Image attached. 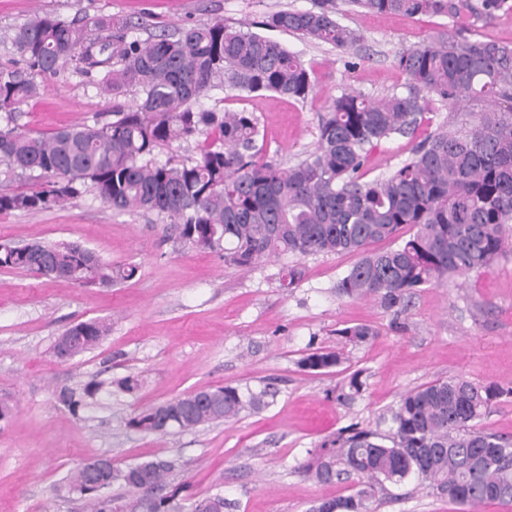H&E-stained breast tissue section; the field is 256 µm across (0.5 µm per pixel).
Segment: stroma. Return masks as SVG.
<instances>
[{"mask_svg":"<svg viewBox=\"0 0 512 512\" xmlns=\"http://www.w3.org/2000/svg\"><path fill=\"white\" fill-rule=\"evenodd\" d=\"M336 4L338 21L362 36L350 50L279 37L314 73L306 101L268 95L221 102L255 113L270 157L286 166L313 149L319 120L336 97L351 89L375 99L402 92L395 54L451 27L444 16H379L358 12L348 0ZM312 6L313 0H0V66L15 58V28L46 12L121 15L139 24L144 38L159 25L175 30L221 20L236 27L273 10ZM39 83L40 95L20 107L21 124L34 132L89 124L137 98L132 90L117 97L99 92L71 65ZM483 109L464 102L426 113L415 135L395 137L374 152L370 177L408 158L437 126H454L465 111ZM32 241L77 242L105 261L137 263L140 271L122 285L84 286L0 269V401L13 409L0 421V512H74L64 487L78 466L100 455L120 466L168 459L174 464L169 487L187 482L200 496L223 493L224 512H309L318 500L356 489L351 481L323 485L304 478L297 467L309 449L349 424L375 425L407 390L462 375L501 389L482 424L512 435V224L493 266L421 289L402 313L374 298L337 294L355 254L300 259L304 276L286 291L275 278L277 263L251 271L225 264L218 253L185 245L155 215L113 212L91 187L45 212L0 214V243ZM94 318L110 321V334L58 361L50 351L55 338ZM360 322L374 326L377 336L342 345L338 329ZM317 348L343 350L347 367L363 370L364 390L352 405L327 396L339 374L299 368ZM128 376L138 378L139 389H115ZM271 381L279 388L275 403L237 420L165 437L126 425L143 408L194 390H258ZM91 382L102 389L79 414L57 402L56 391ZM372 510L461 512L413 483L376 496Z\"/></svg>","mask_w":512,"mask_h":512,"instance_id":"1","label":"stroma"}]
</instances>
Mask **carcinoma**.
I'll list each match as a JSON object with an SVG mask.
<instances>
[{
    "mask_svg": "<svg viewBox=\"0 0 512 512\" xmlns=\"http://www.w3.org/2000/svg\"><path fill=\"white\" fill-rule=\"evenodd\" d=\"M376 15L409 18L446 16L452 33L410 45L393 60L405 77L404 91L376 100L348 91L336 98L319 125L314 149L283 166L265 159L264 133L252 112L204 108L213 91L238 95L273 93L304 101L314 90L312 71L281 42L216 20L166 30L143 39L127 19L100 16L91 23L55 14L37 15L18 26L13 45L21 67L0 70V177L39 183L30 192L0 193V213L50 210L91 184L119 213L151 212L169 221L183 243L222 254L224 262L251 269L288 255L355 253L357 262L336 284L347 297H375L397 312L421 288L489 268L505 246L512 222V44L468 37L475 21L512 11V0H349ZM335 0H315L308 10H277L258 22L277 31L346 51L360 35L336 19ZM73 63L91 84L117 95L133 88L135 104L96 116L94 123L34 134L18 123L19 105L39 94L36 78ZM480 101L488 109L474 122L439 127L419 142L412 156L392 170L366 179L372 153L398 135L414 134L435 102ZM199 157L159 163L157 149L203 132ZM413 233L404 237L402 230ZM389 240L382 251L370 249ZM82 285L134 280L139 266L107 263L94 251L69 243L0 244V268ZM303 277L298 265L279 269L290 288ZM82 336L73 354L95 347L109 327L98 319L70 326ZM349 344L364 343L376 330L365 323L339 330ZM343 353L319 349L301 359L303 369L329 373ZM357 370L327 392L348 406L362 394ZM100 385L60 390L58 402L73 412ZM212 398L186 404L187 394L142 409L129 426L169 435L226 422L260 411L277 396L266 385L215 386ZM503 395L493 385L460 376L416 387L400 395L374 428L352 424L327 436L298 472L321 483L357 476L359 488L322 499L311 512H371L386 484L415 480L469 510L512 502V437L485 429L481 420ZM171 469L162 459L112 469L104 489L87 491L77 468L69 491L86 498L89 512L119 483L129 492L143 480L164 486ZM175 496L140 503L142 512H179Z\"/></svg>",
    "mask_w": 512,
    "mask_h": 512,
    "instance_id": "1",
    "label": "carcinoma"
}]
</instances>
